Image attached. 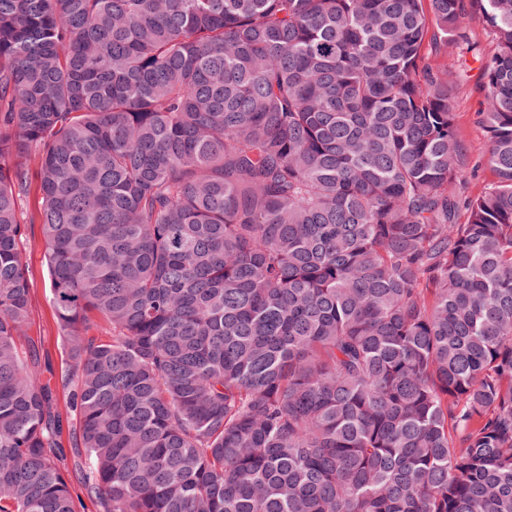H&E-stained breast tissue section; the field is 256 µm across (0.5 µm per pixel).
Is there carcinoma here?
<instances>
[{
	"instance_id": "carcinoma-1",
	"label": "carcinoma",
	"mask_w": 512,
	"mask_h": 512,
	"mask_svg": "<svg viewBox=\"0 0 512 512\" xmlns=\"http://www.w3.org/2000/svg\"><path fill=\"white\" fill-rule=\"evenodd\" d=\"M72 422L98 512H512V0H0V512ZM463 26L472 37L471 53L466 56L468 64L473 68L467 85H460L454 90V112H456L457 130L461 141L472 157L473 164L478 166L475 175L470 180L469 193L477 195L494 181L492 172L483 165V159L488 150L487 139L479 132L474 123L475 113L479 111L482 96L477 90L479 74L478 63L473 62V56L490 55L495 47L482 15L473 12L463 20ZM29 232L27 261L32 283V302L27 332L38 341L42 365L46 362L47 371L43 372V377L57 380L67 364L65 343L57 326L56 308L40 243V226L30 224Z\"/></svg>"
}]
</instances>
